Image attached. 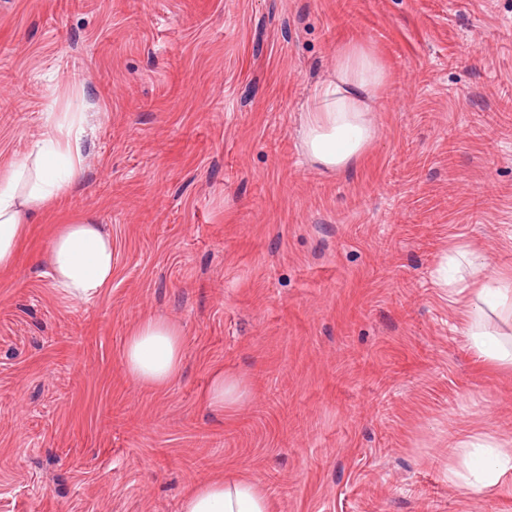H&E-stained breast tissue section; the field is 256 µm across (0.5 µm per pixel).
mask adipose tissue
<instances>
[{
  "mask_svg": "<svg viewBox=\"0 0 512 512\" xmlns=\"http://www.w3.org/2000/svg\"><path fill=\"white\" fill-rule=\"evenodd\" d=\"M389 80L381 56L352 40L336 54L329 74L317 84L304 109L300 138L309 159L329 171L359 163L378 136L373 112ZM78 123L57 127L30 155L0 176V270L13 267L26 226L38 213L77 186L83 174ZM54 288L71 300L92 301L112 284V236L102 225L82 220L60 225L47 254ZM460 306V327L477 363L497 371L512 370V349L488 328L479 302L493 296V311L512 324V272L490 273L474 261L468 276L443 279ZM127 376L154 389L169 387L184 358L180 327L146 318L129 330L122 349ZM473 486L481 491L512 493V456L488 463L481 455L467 462ZM180 512H275L273 501L257 481L227 472L190 487Z\"/></svg>",
  "mask_w": 512,
  "mask_h": 512,
  "instance_id": "1",
  "label": "adipose tissue"
}]
</instances>
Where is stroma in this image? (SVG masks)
Masks as SVG:
<instances>
[{
    "mask_svg": "<svg viewBox=\"0 0 512 512\" xmlns=\"http://www.w3.org/2000/svg\"><path fill=\"white\" fill-rule=\"evenodd\" d=\"M353 39L391 78L327 172L298 126ZM74 112L82 180L0 272V512H179L229 467L277 512H512L448 480L458 439L512 455V374L433 277L512 270V0H0V174ZM87 216L112 285L66 300L44 257ZM145 316L183 334L159 391L121 361ZM242 398V385L237 377L224 374V369H217L212 373L205 394V401L209 407L224 412V409L240 403Z\"/></svg>",
    "mask_w": 512,
    "mask_h": 512,
    "instance_id": "35a3bbf8",
    "label": "stroma"
}]
</instances>
